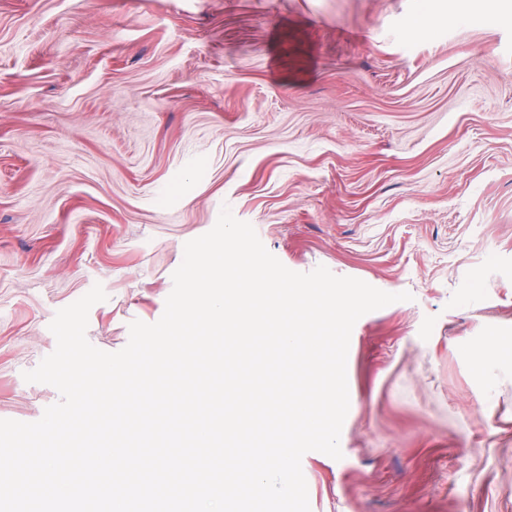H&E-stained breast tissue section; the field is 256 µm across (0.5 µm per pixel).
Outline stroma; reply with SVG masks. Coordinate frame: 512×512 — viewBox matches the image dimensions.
Wrapping results in <instances>:
<instances>
[{
	"mask_svg": "<svg viewBox=\"0 0 512 512\" xmlns=\"http://www.w3.org/2000/svg\"><path fill=\"white\" fill-rule=\"evenodd\" d=\"M0 0V419L86 336L157 322L222 207L288 269L411 301L355 323L311 512H512V0Z\"/></svg>",
	"mask_w": 512,
	"mask_h": 512,
	"instance_id": "obj_1",
	"label": "stroma"
}]
</instances>
